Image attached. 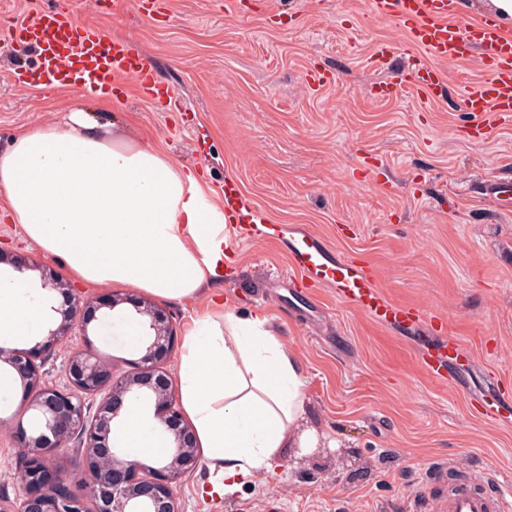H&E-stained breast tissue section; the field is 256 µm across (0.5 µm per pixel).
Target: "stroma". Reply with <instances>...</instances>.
<instances>
[{
  "label": "stroma",
  "instance_id": "1",
  "mask_svg": "<svg viewBox=\"0 0 512 512\" xmlns=\"http://www.w3.org/2000/svg\"><path fill=\"white\" fill-rule=\"evenodd\" d=\"M60 4L77 24L145 55L178 111H157L133 87L100 101L74 87L13 85L10 72L35 70L37 53L11 44L10 29ZM224 4L165 0L156 18L104 0H0V153L26 129L81 109L108 134L199 171L215 203L225 178H236L257 217L281 228L276 239L241 246L221 288L239 316L270 317L295 352L306 425L327 445L286 449L277 477L256 474L231 495L212 494L213 477L198 466L177 486L182 512H433L448 497L452 465L486 490L483 473L512 472V214L479 189L512 177V122L493 123L483 138L472 129L464 93L484 76L475 58L443 66L446 95L434 104L401 82L404 34L376 19L367 0H251L238 13ZM381 43L391 51L385 65L373 58ZM314 70L332 81L309 87ZM391 77L392 95L374 98L372 84ZM187 117L208 143L207 159L179 134ZM302 231L368 266L389 300L443 319V331L380 324L331 285L290 284L289 248ZM0 250L67 274L1 211ZM77 289L85 301L113 293L124 302L43 358L45 381L60 387L68 356L85 345L117 373L140 351L126 324L144 292ZM161 306L177 339L163 364L174 379L180 341L204 304ZM445 341L463 355L442 385L418 360ZM493 392L506 425L481 415L480 399ZM24 458L13 432L0 435L1 506L21 492Z\"/></svg>",
  "mask_w": 512,
  "mask_h": 512
}]
</instances>
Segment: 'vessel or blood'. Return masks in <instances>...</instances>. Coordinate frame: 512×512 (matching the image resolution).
Wrapping results in <instances>:
<instances>
[{
	"label": "vessel or blood",
	"instance_id": "obj_1",
	"mask_svg": "<svg viewBox=\"0 0 512 512\" xmlns=\"http://www.w3.org/2000/svg\"><path fill=\"white\" fill-rule=\"evenodd\" d=\"M459 0H370L371 13L380 20L397 22L408 44L424 53L407 75L410 84L425 89L428 100L441 97L444 82L441 63L476 55L486 77L466 90L465 101L477 131L487 130L490 116L512 118V33L484 18L460 23ZM14 39L40 50L36 70L13 76L20 86L45 89L79 84L91 90H109L134 83L141 97L160 106L172 102L170 91L159 85L149 60L133 53L125 41L93 27L74 26L64 11L40 12L35 19L15 25ZM272 224H259L245 204L242 188L232 177L224 181V238L226 252L248 242L275 236ZM289 268L295 280L331 284L338 300L379 323L423 324L425 312L416 306L385 298L374 278L344 258H330L309 233L292 241ZM445 350L427 352L421 359L426 374L447 383ZM444 512H512V487L498 486L495 495L476 492L470 481H456L443 503Z\"/></svg>",
	"mask_w": 512,
	"mask_h": 512
}]
</instances>
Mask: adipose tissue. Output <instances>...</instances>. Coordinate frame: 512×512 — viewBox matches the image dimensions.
I'll use <instances>...</instances> for the list:
<instances>
[{
  "label": "adipose tissue",
  "instance_id": "ef3b65f1",
  "mask_svg": "<svg viewBox=\"0 0 512 512\" xmlns=\"http://www.w3.org/2000/svg\"><path fill=\"white\" fill-rule=\"evenodd\" d=\"M86 112L19 134L0 153V201L12 223L68 273L92 284L187 300L224 273V209L191 170L157 148L109 137ZM47 317L23 274L0 276V338L27 339ZM177 401L207 469L231 494L272 471L287 448H315L302 428L305 381L266 316L212 302L187 328ZM129 459L163 455L129 405L120 430Z\"/></svg>",
  "mask_w": 512,
  "mask_h": 512
}]
</instances>
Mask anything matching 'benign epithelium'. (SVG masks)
Listing matches in <instances>:
<instances>
[{
	"mask_svg": "<svg viewBox=\"0 0 512 512\" xmlns=\"http://www.w3.org/2000/svg\"><path fill=\"white\" fill-rule=\"evenodd\" d=\"M41 277L42 288L60 291L67 303L65 310L50 306L51 311L62 315L61 322L48 330L46 341L29 349L0 347V363L18 374L25 391L20 410L35 409L42 418L37 433L22 429L17 436L19 446L26 449L27 480L8 512H88V501L94 503L93 512H181L177 483L198 466L200 457L193 431L183 423L169 379L161 370L174 344L165 311L150 302L135 303L149 334L141 356L131 361L130 370L123 375H113L88 346L69 356L66 386L46 384L36 362L38 354L54 353L72 328L87 331L97 310H113L123 299L114 296L104 303H83L66 281L45 270ZM91 398L97 399L93 413L88 406ZM131 401L152 406L154 418L171 435L166 458L126 460L111 448L121 411ZM71 445L80 449L78 470L85 476L80 485L49 466L50 456Z\"/></svg>",
	"mask_w": 512,
	"mask_h": 512,
	"instance_id": "1",
	"label": "benign epithelium"
}]
</instances>
